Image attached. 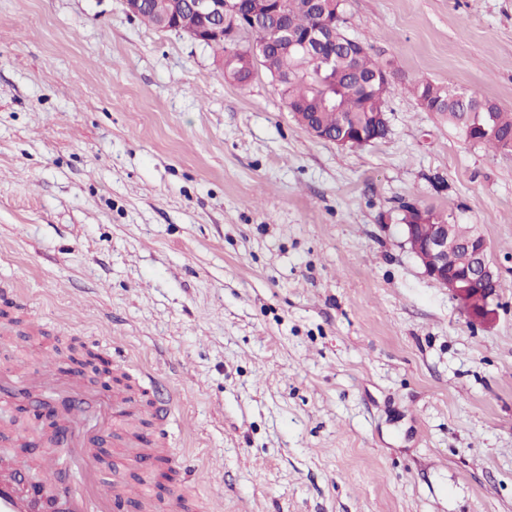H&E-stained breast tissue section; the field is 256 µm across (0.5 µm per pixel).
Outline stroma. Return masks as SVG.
I'll return each mask as SVG.
<instances>
[{
    "mask_svg": "<svg viewBox=\"0 0 512 512\" xmlns=\"http://www.w3.org/2000/svg\"><path fill=\"white\" fill-rule=\"evenodd\" d=\"M389 64L390 131L311 136L264 69L130 17L122 0H0V312L19 290L36 343L176 394L175 486L209 512H512V156L465 143L409 93L453 84L512 110V0H344ZM485 236V321L403 244L399 201ZM84 400L105 472L129 479L103 381ZM15 468L75 471L42 440ZM206 47L213 50H219L222 53L223 60L229 56L236 59L224 76L238 85L244 86L251 80L255 71V64L250 56V49L241 48L240 45L233 46L225 42L224 39H214L207 43Z\"/></svg>",
    "mask_w": 512,
    "mask_h": 512,
    "instance_id": "1",
    "label": "stroma"
}]
</instances>
